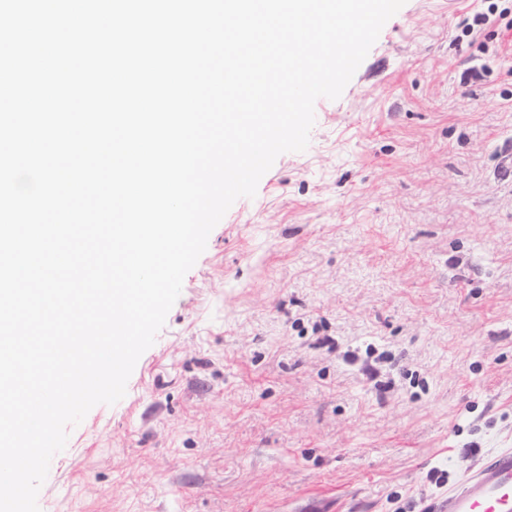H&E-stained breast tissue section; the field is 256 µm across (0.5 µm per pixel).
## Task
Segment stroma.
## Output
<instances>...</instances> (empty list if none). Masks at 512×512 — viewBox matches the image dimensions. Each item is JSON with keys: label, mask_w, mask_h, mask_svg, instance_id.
Returning <instances> with one entry per match:
<instances>
[{"label": "stroma", "mask_w": 512, "mask_h": 512, "mask_svg": "<svg viewBox=\"0 0 512 512\" xmlns=\"http://www.w3.org/2000/svg\"><path fill=\"white\" fill-rule=\"evenodd\" d=\"M314 113L40 512H424L512 448V0H406Z\"/></svg>", "instance_id": "35a3bbf8"}]
</instances>
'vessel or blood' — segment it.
<instances>
[{
  "mask_svg": "<svg viewBox=\"0 0 512 512\" xmlns=\"http://www.w3.org/2000/svg\"><path fill=\"white\" fill-rule=\"evenodd\" d=\"M433 512H512V448L489 455L479 469L447 496Z\"/></svg>",
  "mask_w": 512,
  "mask_h": 512,
  "instance_id": "vessel-or-blood-1",
  "label": "vessel or blood"
}]
</instances>
